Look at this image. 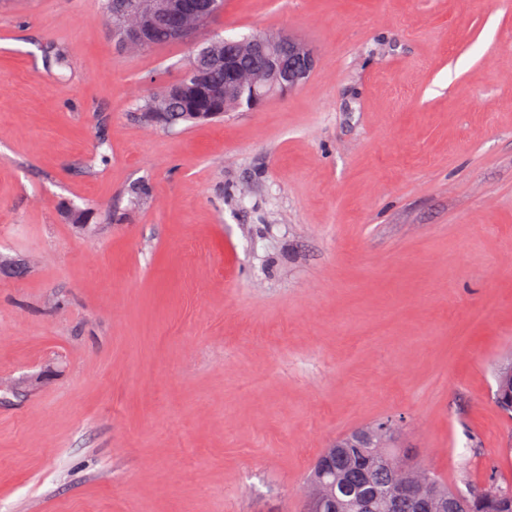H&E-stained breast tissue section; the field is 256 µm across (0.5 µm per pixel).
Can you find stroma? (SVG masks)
<instances>
[{
    "mask_svg": "<svg viewBox=\"0 0 512 512\" xmlns=\"http://www.w3.org/2000/svg\"><path fill=\"white\" fill-rule=\"evenodd\" d=\"M102 3L0 0V512H304L386 418L448 487L512 488V0H224L194 43L315 66L173 130L139 105L194 43L125 51Z\"/></svg>",
    "mask_w": 512,
    "mask_h": 512,
    "instance_id": "35a3bbf8",
    "label": "stroma"
}]
</instances>
